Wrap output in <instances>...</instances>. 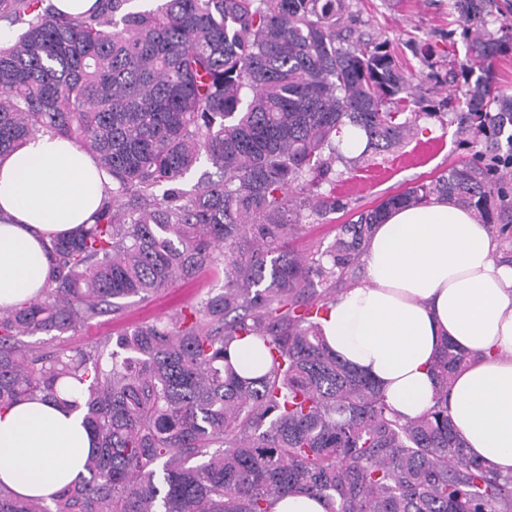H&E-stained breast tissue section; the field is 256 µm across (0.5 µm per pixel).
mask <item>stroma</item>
<instances>
[{
  "label": "stroma",
  "instance_id": "1",
  "mask_svg": "<svg viewBox=\"0 0 512 512\" xmlns=\"http://www.w3.org/2000/svg\"><path fill=\"white\" fill-rule=\"evenodd\" d=\"M352 26L357 33L376 40H389L397 55L415 70H423L420 58L414 56L415 44H432L433 68L447 74L465 56L463 42H452L448 33L459 26L451 11V0H349ZM421 93L427 100L447 98L444 116L421 122L417 135L402 149L384 155H373L351 162L341 156L335 163L336 195L348 203L347 211L319 217L304 213L290 247L300 256H319L333 242L337 227L351 213L373 206L381 196L392 194L411 183L430 179L469 159L467 146L471 136L458 123L459 93L454 86H437L425 81ZM224 284L223 267H210L190 280L150 295L147 299H126L121 313L97 317L77 331L59 336L36 337V344L57 348H75L85 343L115 336L127 329L172 317L181 309L199 305L207 296L220 291Z\"/></svg>",
  "mask_w": 512,
  "mask_h": 512
}]
</instances>
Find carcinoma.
Segmentation results:
<instances>
[{
	"instance_id": "cac0c4a2",
	"label": "carcinoma",
	"mask_w": 512,
	"mask_h": 512,
	"mask_svg": "<svg viewBox=\"0 0 512 512\" xmlns=\"http://www.w3.org/2000/svg\"><path fill=\"white\" fill-rule=\"evenodd\" d=\"M39 2L0 0L31 14L0 47V157L49 131L90 153L112 191L95 223L51 240L41 296L0 311V409L77 393L95 450L86 476L46 498L0 484V512H271L299 492L330 512H512V475L471 457L449 415L466 353L442 341L434 403L403 419L319 323L386 211L449 199L501 224L512 210V96L494 81L512 30H487L494 0H454L459 124L479 148L353 214L317 259L288 239L306 210H347L315 192L347 130L364 132L360 156L381 155L448 107L413 109L417 75L389 43L353 39L345 0H97L78 16ZM204 162L213 171L179 187ZM215 263L223 290L166 321L73 349L24 341ZM244 336L265 351L259 376L230 360Z\"/></svg>"
}]
</instances>
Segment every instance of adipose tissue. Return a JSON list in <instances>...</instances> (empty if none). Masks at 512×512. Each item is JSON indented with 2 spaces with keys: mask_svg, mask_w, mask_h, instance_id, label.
<instances>
[{
  "mask_svg": "<svg viewBox=\"0 0 512 512\" xmlns=\"http://www.w3.org/2000/svg\"><path fill=\"white\" fill-rule=\"evenodd\" d=\"M111 175L46 132L0 160V309L40 296L47 246L92 223ZM483 224L446 200L388 211L365 249L366 279L329 305L327 344L380 386L404 418L435 396L433 357L449 340L470 357L448 389L470 454L512 474V265ZM93 448L83 413L53 401L0 410V483L45 497L78 481Z\"/></svg>",
  "mask_w": 512,
  "mask_h": 512,
  "instance_id": "obj_1",
  "label": "adipose tissue"
}]
</instances>
